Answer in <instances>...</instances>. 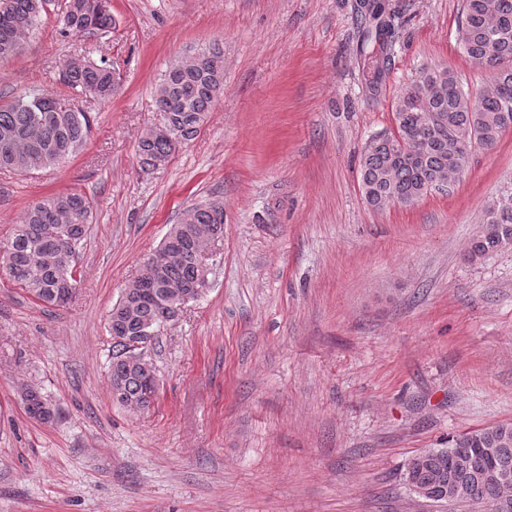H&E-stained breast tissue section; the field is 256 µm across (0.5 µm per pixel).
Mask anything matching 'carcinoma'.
I'll return each instance as SVG.
<instances>
[{
	"label": "carcinoma",
	"instance_id": "1",
	"mask_svg": "<svg viewBox=\"0 0 512 512\" xmlns=\"http://www.w3.org/2000/svg\"><path fill=\"white\" fill-rule=\"evenodd\" d=\"M46 0H0V61L21 52L45 9ZM61 18L63 37L98 35L112 29L109 0H71ZM399 10L376 0L364 15L357 53L375 59L373 83L390 60ZM457 40L466 56L491 73L489 87L473 97L463 91L450 67H426L395 103L397 136L373 138L359 170L366 204L382 211L407 206L465 171L474 144L494 147L512 126V0H464ZM62 82L97 100L112 98L118 81L112 61L73 54L59 70ZM224 92V52L213 45L196 61L179 60L166 71L157 91L164 129L146 133L137 145L141 168L167 164L177 145L192 141L208 112ZM67 99L43 92H24L0 105V169L32 174L56 167L80 151L94 126L91 113L64 110ZM222 205H192L170 225L155 254L144 259L133 284L112 306L109 374L113 403L134 413L152 406L158 390L155 368L129 338L154 344L161 327L198 298L209 271L198 261L209 240L221 237L224 224L213 214ZM91 201L78 193L48 196L27 208L10 244L11 264L0 269L38 301L62 307L75 296L80 275L75 256L92 223ZM512 246V193L488 207L482 229L469 243L471 262ZM28 415L48 422L53 412L33 390L24 394ZM512 423L461 433L445 448L414 454L403 481L425 491L436 505L483 504L489 512H512Z\"/></svg>",
	"mask_w": 512,
	"mask_h": 512
}]
</instances>
